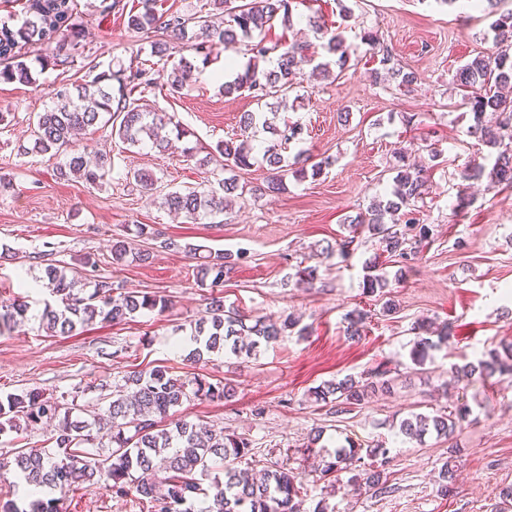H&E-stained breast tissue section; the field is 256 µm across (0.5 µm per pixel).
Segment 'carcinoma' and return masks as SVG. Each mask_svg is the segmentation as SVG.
Here are the masks:
<instances>
[{"instance_id": "cac0c4a2", "label": "carcinoma", "mask_w": 512, "mask_h": 512, "mask_svg": "<svg viewBox=\"0 0 512 512\" xmlns=\"http://www.w3.org/2000/svg\"><path fill=\"white\" fill-rule=\"evenodd\" d=\"M157 0H139L141 7L128 16V28L148 38L151 54L165 56L179 45L188 46L203 56L202 64L209 62L213 51L246 48L248 61L233 79L224 82V96L248 93L265 112H247L241 116L243 133L262 128L276 137V142L264 149L271 177L267 188L280 189L288 173L300 178L313 177L322 172V164L305 167L298 154L288 164L284 153L301 134V127L282 119L278 114L287 111L290 94L300 87V76L305 66L312 71L330 75L331 66L340 78L347 67L349 47L344 38L328 34V27L315 18L308 24L315 33L328 36L322 49L333 59L313 63L312 56L302 46L280 40L267 39V31L276 24L293 25V0H220L224 7V21L216 25L205 9L191 15L179 12L160 13ZM500 0H474V5L486 6L487 15L494 18L489 30L493 33L495 50L474 57L459 67L453 75V84L463 91V104L470 107L472 121L467 133L495 150L491 166L479 163L469 169L466 179L486 175L498 185L512 188V99L500 89L512 85V10H498ZM24 18L19 27L0 23V82L33 84L36 78L24 60L22 47L42 44L50 35L62 30L64 34L56 47L53 65L68 63L82 47L83 29L77 19V0H25ZM372 54H379L382 70H374L375 79H390L398 87L409 89L416 84L415 72L404 70L394 63L388 47L380 43L376 34L367 31L362 36ZM199 71L197 60L180 57L171 72L163 75L151 67L111 68L100 71L89 66V80L71 88L60 86L53 94L52 106L38 113L32 150L63 157L56 167L58 177L70 180L76 177L88 184L101 186L109 175L108 158L101 157L91 165L85 156L72 149V139L79 130L96 126L102 117L111 124L112 135L130 147L146 142L166 150L169 141L158 136V129L174 126L177 135L185 134L175 115L162 112L149 103L147 96L164 89L175 97L190 85ZM238 169L252 166L253 146L248 138L224 140L209 152L204 162L214 154ZM391 190L387 195L370 202L349 221L352 235L336 244L337 254L348 259L357 249L356 233L368 232L377 242L380 253L365 264L363 293L368 296L387 295L390 281L383 271L381 256L395 263H407L421 252L423 243L432 239V227L421 221L424 203L425 170L405 163L404 152H399L398 164L392 167ZM221 191L188 190L171 192L164 197V206L175 212H184L193 219L224 211V200L234 194L235 181L220 179ZM184 250L200 256L197 281L201 285L217 287L224 282V271L243 258L241 254L216 252L205 245L187 243ZM112 264L126 266L144 262L149 254L133 251L131 242L116 238L111 246ZM43 280L57 305L45 304L39 319L50 334H69L77 326L95 320L120 323L137 312L169 308L165 295L139 294L123 291L112 277L94 280V288L84 296L76 277H67L64 270L49 263L43 267ZM27 301L16 297L0 305V331L5 326L26 319ZM347 333L360 336L368 320V312L358 307L345 315ZM297 324L286 317L280 321L267 316L254 319L233 309H224L219 298L211 299L207 317L194 323L190 329L193 344L188 360L199 363L211 353L227 351L237 357H251L261 343H272ZM416 340L410 357L423 364L429 351L448 342L451 329L443 326L435 330L419 323L414 327ZM494 351L490 360H479L453 366L458 381L470 382L487 372L512 371V343ZM392 379L388 370L379 369L365 380L346 377L331 380L313 388L311 395L318 402L333 403L335 413H349L362 407L377 391H389ZM98 410L92 419L82 418L86 405L71 399L45 397L38 392L25 395H0V436L11 434L17 441L24 440L29 428L43 422H55L48 445L42 447L21 445L0 454V476L12 473L29 486L59 491L66 494L81 489L89 490L104 483L112 495L142 505V512H198L196 504L204 501L203 512H298V498L303 490L301 477L284 467L238 468V464L254 456L252 440L245 436L224 434L204 423L186 419H172L171 411L191 399L222 401L235 394V389L220 380L211 382L205 377H181L170 367L157 365L150 369L132 371L125 379V387L111 389L107 383L95 386ZM470 413L468 405L446 407L431 414L416 413L400 423V433L414 440L434 432L440 436L452 434ZM109 435L111 450H100L101 432ZM365 453L371 458L385 457L386 449L377 444L362 450L352 448L338 453L334 460L323 464L322 477L347 488L364 486L376 496L392 493V486L383 480L378 469L364 468L352 472L345 465L347 456ZM455 492V470L452 463L441 470L437 494L448 497Z\"/></svg>"}]
</instances>
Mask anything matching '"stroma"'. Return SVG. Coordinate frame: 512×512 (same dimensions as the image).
<instances>
[{"instance_id": "1", "label": "stroma", "mask_w": 512, "mask_h": 512, "mask_svg": "<svg viewBox=\"0 0 512 512\" xmlns=\"http://www.w3.org/2000/svg\"><path fill=\"white\" fill-rule=\"evenodd\" d=\"M78 2L81 54L38 73L35 83H0V174L13 182L0 192V300L22 296L30 306L27 319L0 332V394L36 389L56 398L82 383L89 387L83 401L90 404L93 385H122L133 370L163 364L178 375L197 371L232 383L236 394L228 401L185 402L176 416L247 435L256 467L276 462L305 473L303 512L318 506L325 512H494L496 492L512 484V373L477 378L466 387L451 374L453 365L487 358L512 342V189L462 178L487 150L468 136L472 118L452 85L458 67L494 48L485 36V13L437 0H297L293 28H274L269 39L319 47L307 23L319 14L340 30L351 52L342 78L305 77L308 94L287 112L302 127L292 151H306L326 167L314 178L287 177L281 192L266 191L270 172L262 154L270 135L258 133L253 167L235 173L242 194L231 196L223 213L195 220L169 213L164 195L216 185L223 175L219 163L203 165L200 157L238 133L241 113L258 109L251 98L221 93L223 59L201 69L179 97L159 92L151 98L187 130L179 149L131 147L113 139L107 125L81 136L80 151L102 150L111 159L103 186L57 179L54 158L23 153L60 79L84 82L92 61L104 69L137 61L140 36L127 19L139 0H123L124 12L104 15L100 0ZM343 5L350 18L340 17ZM367 31L379 35L396 63L418 74L411 90L374 83L377 63L361 42ZM432 144L440 151L433 161ZM185 146L195 148L196 157H184ZM401 148L428 164L424 218L435 231L417 259L387 264L397 305L387 316L381 301L362 293V265L374 257L375 245L363 244L346 262L323 250L348 235L349 217L390 190V167ZM137 171L153 176L154 193L137 184ZM140 224L150 225L152 235L137 236ZM122 237L149 252V260L113 268L112 241ZM167 239L174 247H164ZM188 243L240 251L244 258L214 292L197 282V261L183 250ZM87 255L98 275L130 291L164 292L171 307L118 324L97 322L72 336L47 335L39 319L51 299L40 281L43 263L73 269ZM301 263L316 267L313 285L298 283ZM213 293L254 317H295L305 332L260 346L246 362L214 353L190 364L177 342L186 324L204 315ZM355 307L370 313L358 339L346 332L345 315ZM420 321L450 324L453 335L417 366L409 350ZM382 364L392 371V391L371 395L352 413H333L311 394L329 380L368 377ZM461 394L472 413L451 438L429 434L419 442L400 434L402 419L431 413ZM380 441L389 450V496L348 494L312 470L348 443ZM453 446L460 450L456 490L443 498L437 482ZM59 506L62 512H133L105 490L67 493Z\"/></svg>"}]
</instances>
